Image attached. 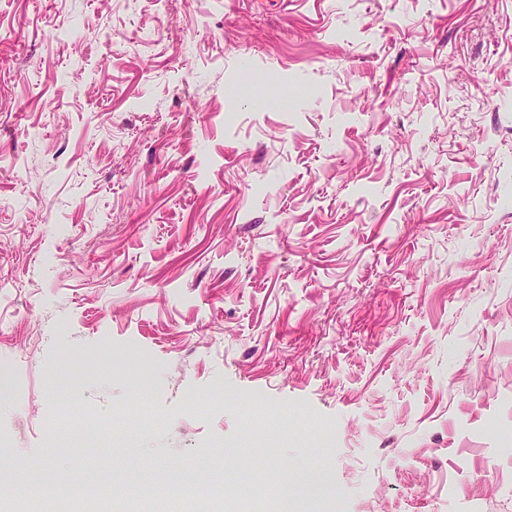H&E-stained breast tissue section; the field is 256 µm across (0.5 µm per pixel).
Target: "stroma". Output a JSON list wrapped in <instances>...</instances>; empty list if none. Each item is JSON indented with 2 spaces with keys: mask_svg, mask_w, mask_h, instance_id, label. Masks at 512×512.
Returning a JSON list of instances; mask_svg holds the SVG:
<instances>
[{
  "mask_svg": "<svg viewBox=\"0 0 512 512\" xmlns=\"http://www.w3.org/2000/svg\"><path fill=\"white\" fill-rule=\"evenodd\" d=\"M4 361L32 489L512 512V0H0Z\"/></svg>",
  "mask_w": 512,
  "mask_h": 512,
  "instance_id": "35a3bbf8",
  "label": "stroma"
}]
</instances>
